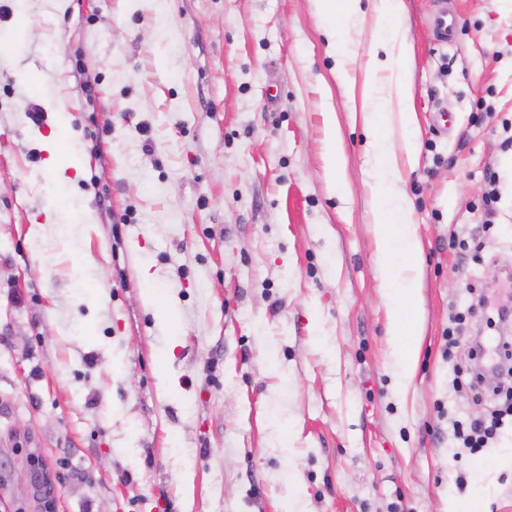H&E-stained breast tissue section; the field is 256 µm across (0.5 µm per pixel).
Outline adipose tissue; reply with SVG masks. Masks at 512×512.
Segmentation results:
<instances>
[{
    "instance_id": "obj_1",
    "label": "adipose tissue",
    "mask_w": 512,
    "mask_h": 512,
    "mask_svg": "<svg viewBox=\"0 0 512 512\" xmlns=\"http://www.w3.org/2000/svg\"><path fill=\"white\" fill-rule=\"evenodd\" d=\"M326 21L324 34L336 54V69L345 72L349 40L341 20L360 12L361 0H319ZM402 0H372V19L377 36L366 64L364 102L373 111L371 127L376 135L372 147V181L370 194L374 201V224L380 249L385 258L383 275L387 290L395 303L390 311L393 351L399 362V381H406L414 364L415 346L409 340L407 312L413 308L417 284L414 275L419 252L409 201L400 186L397 156L380 134L384 120L397 113L404 130L403 148L407 155L415 153L416 118L412 95L404 82L388 84L382 72L391 67L395 52L404 51L406 36L396 24Z\"/></svg>"
}]
</instances>
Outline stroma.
Instances as JSON below:
<instances>
[{"label": "stroma", "mask_w": 512, "mask_h": 512, "mask_svg": "<svg viewBox=\"0 0 512 512\" xmlns=\"http://www.w3.org/2000/svg\"><path fill=\"white\" fill-rule=\"evenodd\" d=\"M403 3L421 255L400 387L369 21H345L347 83L318 0H0V512H512V430L455 439L489 407L447 337L512 269V222L483 261L448 248L479 233L489 174L512 200V11ZM53 134L87 160L73 182Z\"/></svg>", "instance_id": "stroma-1"}]
</instances>
